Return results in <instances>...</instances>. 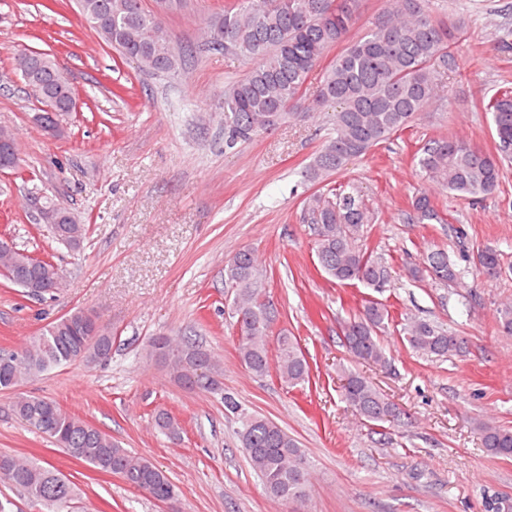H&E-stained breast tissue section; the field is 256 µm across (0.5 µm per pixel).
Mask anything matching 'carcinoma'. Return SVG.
I'll return each mask as SVG.
<instances>
[{
  "mask_svg": "<svg viewBox=\"0 0 512 512\" xmlns=\"http://www.w3.org/2000/svg\"><path fill=\"white\" fill-rule=\"evenodd\" d=\"M429 0H385L383 10L364 36L347 42L332 59L328 52L346 42L355 24L359 0H237L233 7L206 19L208 33L221 32L225 43L210 44L252 62L248 72L224 88V145L231 149L288 123L307 122L329 113L331 136L302 171L303 181L320 184L354 159L367 155L391 136L411 126L440 96L448 74L459 69L452 44L460 28L437 21L429 13ZM80 15L96 35L123 58L154 74L178 69L180 55L161 19L143 0H76ZM315 89L311 76L323 60ZM31 78L46 93L64 102L73 89L67 76L44 54L31 52L26 64ZM492 115L494 151L455 136L431 139L417 150L416 168L422 178L442 192L468 200H484L497 191L503 164L512 161V86L504 85L485 106ZM60 224L49 225L52 238L78 249L87 238L88 225L68 209ZM304 219L312 224L318 265L339 283L357 281L370 288H387L391 273L386 263L358 245L364 226L374 216L361 201L356 186L348 190H319L304 199ZM409 224H445L435 198L415 194L405 213ZM31 256L18 248L0 252V270L21 286L15 273L26 269ZM501 254L487 248L480 254V272L497 276ZM408 277L454 283L459 271L447 252L434 248L423 263L407 267ZM262 265L256 251L239 249L224 266V282L232 288V317L243 311L246 319L237 330L241 363L255 377L276 375L295 387L310 380L306 357L293 336L274 333L279 313L260 288ZM386 305L368 300L359 314L340 323L346 348L355 357L382 369L390 361L380 343L389 325ZM81 310L48 323L36 336L17 348H0V391L14 395V414L71 459L99 472L120 477L129 486L158 502L174 498L175 486L160 466L132 453L112 436L67 411L56 401L27 394L25 384L39 376L75 364L89 366L112 354V331L90 339L80 334ZM402 332L410 348L426 358H448L466 348V339L427 319H414ZM276 337L275 348L270 338ZM147 356L164 364L179 384L211 391L195 379L199 363L222 374L219 362L202 344L183 337L169 338L168 351L160 354L149 344ZM343 399L363 418L401 423L407 414L384 397L362 375H343ZM226 409L239 414V441L252 469L260 476L266 496L280 504L310 496V464L300 443L273 420L239 411L224 397ZM155 426L172 438L181 434L180 423L166 410L155 415ZM483 447L491 454L512 458V428L477 421ZM0 482L18 490L34 512H73L80 489L57 468L14 454L0 453ZM486 512H512V500L486 496Z\"/></svg>",
  "mask_w": 512,
  "mask_h": 512,
  "instance_id": "cac0c4a2",
  "label": "carcinoma"
}]
</instances>
